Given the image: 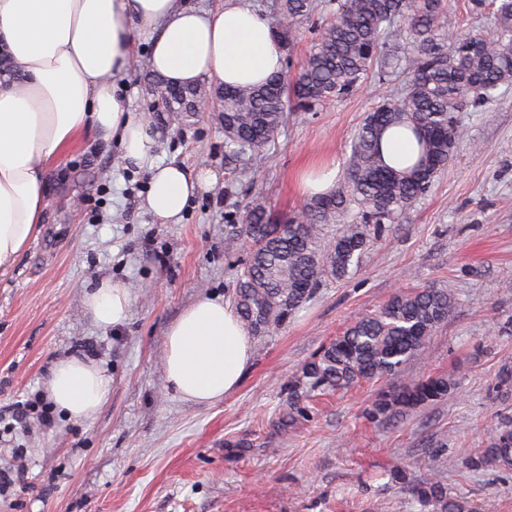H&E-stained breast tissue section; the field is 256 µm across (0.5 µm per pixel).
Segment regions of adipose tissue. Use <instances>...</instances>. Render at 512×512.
I'll return each mask as SVG.
<instances>
[{
	"label": "adipose tissue",
	"instance_id": "adipose-tissue-1",
	"mask_svg": "<svg viewBox=\"0 0 512 512\" xmlns=\"http://www.w3.org/2000/svg\"><path fill=\"white\" fill-rule=\"evenodd\" d=\"M142 40L151 70L173 85L259 84L283 63L270 21L242 0L208 10L186 0H0V52L18 72L0 79V268L36 237L46 169L80 134L105 147L118 143L125 166L148 173L143 206L158 223L178 222L217 182L209 169L157 163L146 119L130 112L117 81ZM380 152L388 166L406 169L418 147L397 127L385 132ZM130 302L127 286L113 280L86 295L104 327L122 325ZM252 359V338L235 310L203 298L167 331L166 386L182 400L211 405L238 387ZM111 386L101 368L78 356L57 362L46 381L54 407L80 421L94 418Z\"/></svg>",
	"mask_w": 512,
	"mask_h": 512
}]
</instances>
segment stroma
Wrapping results in <instances>:
<instances>
[{"instance_id":"1","label":"stroma","mask_w":512,"mask_h":512,"mask_svg":"<svg viewBox=\"0 0 512 512\" xmlns=\"http://www.w3.org/2000/svg\"><path fill=\"white\" fill-rule=\"evenodd\" d=\"M147 42L121 81L130 111L145 117L159 160L211 169L217 182L175 224L143 207L149 177L120 161L118 148L77 140L44 182V213L30 247L0 274V408L42 390L50 367L77 354L112 378L109 402L89 421L50 411L25 428L0 426V468L25 472L0 495V512H417L392 477L436 454L453 494L483 512H512V471L466 470L512 420V86L458 116L465 130L429 191L374 240L358 269L324 283L276 333L254 340L240 385L211 405L181 400L164 385L169 326L200 298L232 297L245 243L228 241L224 213L260 197L275 220L305 202L301 179L325 165L345 174L367 113L402 87L368 79L353 96L319 111L289 109L260 163L254 194L224 164L221 97L185 122L165 119L146 67ZM125 283L127 321L99 327L85 295L101 280ZM453 288L454 315L403 374L442 376L449 398L374 425L365 409L389 387L379 379L331 395H307L310 416L278 422L288 383L356 317L375 313L398 290Z\"/></svg>"}]
</instances>
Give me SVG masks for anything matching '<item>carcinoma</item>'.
<instances>
[{"label":"carcinoma","mask_w":512,"mask_h":512,"mask_svg":"<svg viewBox=\"0 0 512 512\" xmlns=\"http://www.w3.org/2000/svg\"><path fill=\"white\" fill-rule=\"evenodd\" d=\"M268 17L288 46L302 21L325 18L293 81L279 73L262 86L224 89V158L249 174L261 153L276 144L288 102L315 112L327 101L354 95L368 76L388 84L409 75L407 86L369 112L352 146L344 181L326 196L308 200L283 224L270 223L255 200L224 213L230 235L248 243L236 265L232 297L240 319L256 336L288 322L328 279H342L358 266L369 242L383 236L448 167L464 137L458 113L481 107L512 84V0H471V11L489 19L486 28L457 36L448 27L446 0H270ZM194 88L171 87L166 112H193ZM413 127L420 146L417 164L397 171L379 159V138L393 125ZM457 307L451 288L393 294L381 309L355 319L324 345L288 384L291 396L334 392L366 380L399 375L425 348ZM443 377L403 380L382 392L368 411L383 423L398 408H416L448 396ZM420 479L410 485L420 512H472L439 477L432 456L415 462ZM472 470L512 469V421L497 428L488 448L465 458Z\"/></svg>","instance_id":"obj_1"}]
</instances>
